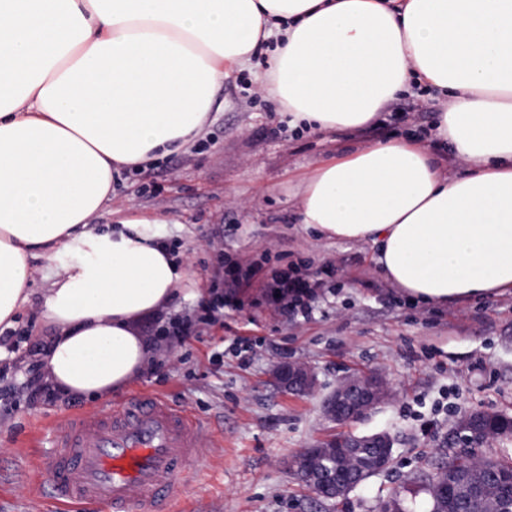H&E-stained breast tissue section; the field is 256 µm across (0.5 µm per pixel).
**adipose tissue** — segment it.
Returning a JSON list of instances; mask_svg holds the SVG:
<instances>
[{
  "instance_id": "adipose-tissue-1",
  "label": "adipose tissue",
  "mask_w": 512,
  "mask_h": 512,
  "mask_svg": "<svg viewBox=\"0 0 512 512\" xmlns=\"http://www.w3.org/2000/svg\"><path fill=\"white\" fill-rule=\"evenodd\" d=\"M249 71L291 126L360 130L411 86L443 95L435 135L359 147L301 181L320 236L372 242L413 304L512 292V0H0V333L53 264L41 373L107 399L147 370L139 325L187 278L154 222L101 229L112 179L188 149Z\"/></svg>"
}]
</instances>
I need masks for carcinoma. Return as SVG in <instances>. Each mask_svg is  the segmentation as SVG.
<instances>
[{
  "mask_svg": "<svg viewBox=\"0 0 512 512\" xmlns=\"http://www.w3.org/2000/svg\"><path fill=\"white\" fill-rule=\"evenodd\" d=\"M512 475V453L489 457L469 454L440 455L415 477V482L430 497V512H498V507L512 499V485L505 479ZM452 483L444 499L433 487Z\"/></svg>",
  "mask_w": 512,
  "mask_h": 512,
  "instance_id": "obj_1",
  "label": "carcinoma"
}]
</instances>
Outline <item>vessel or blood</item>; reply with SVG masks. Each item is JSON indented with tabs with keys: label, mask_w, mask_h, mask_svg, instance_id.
I'll return each mask as SVG.
<instances>
[{
	"label": "vessel or blood",
	"mask_w": 512,
	"mask_h": 512,
	"mask_svg": "<svg viewBox=\"0 0 512 512\" xmlns=\"http://www.w3.org/2000/svg\"><path fill=\"white\" fill-rule=\"evenodd\" d=\"M53 431L56 500L109 512H172L188 465L212 440L204 423L148 394L72 414Z\"/></svg>",
	"instance_id": "obj_1"
}]
</instances>
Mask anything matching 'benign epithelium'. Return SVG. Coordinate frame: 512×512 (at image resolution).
I'll return each instance as SVG.
<instances>
[{"label":"benign epithelium","mask_w":512,"mask_h":512,"mask_svg":"<svg viewBox=\"0 0 512 512\" xmlns=\"http://www.w3.org/2000/svg\"><path fill=\"white\" fill-rule=\"evenodd\" d=\"M271 381L280 389L292 393H305L317 386L315 373L307 366L295 362L278 364L271 370ZM391 394L389 381L374 371H358L341 377L336 387L327 396L323 405L325 418L334 423H346L367 415ZM487 412L468 410L457 419L455 430L448 437L452 448H476L483 445L489 431L485 429ZM395 441L387 432L364 435L349 444V448H338L334 439H325L305 449L294 460L300 478L312 487L320 500L343 498L350 493V482L338 461L342 457L356 454V449L372 448L367 463L377 474L389 467L388 454Z\"/></svg>","instance_id":"benign-epithelium-1"}]
</instances>
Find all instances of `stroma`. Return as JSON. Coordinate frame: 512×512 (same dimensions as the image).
Listing matches in <instances>:
<instances>
[{
	"mask_svg": "<svg viewBox=\"0 0 512 512\" xmlns=\"http://www.w3.org/2000/svg\"><path fill=\"white\" fill-rule=\"evenodd\" d=\"M220 96L224 108L212 114L206 137L122 177L105 220L146 216L176 245L186 285L201 295L176 299L174 316L208 303L216 268L255 262L264 272L217 323L163 346L157 365L111 402L151 393L201 419L217 440L191 466L175 512H379V497L398 486L413 494L414 512H426L428 497L412 479L439 453L455 412L512 415V294L410 304L378 273L371 243L319 237L299 224L298 209L303 175L371 142L431 137L441 103L415 86L376 127L320 132L290 126L249 73L225 82ZM292 263L325 283L305 318L260 301L265 272ZM45 274V263H35L11 356L0 361V512H98L54 501L44 469L55 421L95 402L30 399L16 373L39 342ZM285 360L314 369L318 391L299 396L274 386L270 371ZM361 370L386 376L393 397L362 419L327 422L324 397L342 375ZM345 431L390 433L394 463L339 502H323L297 479L292 460Z\"/></svg>",
	"mask_w": 512,
	"mask_h": 512,
	"instance_id": "obj_1",
	"label": "stroma"
}]
</instances>
